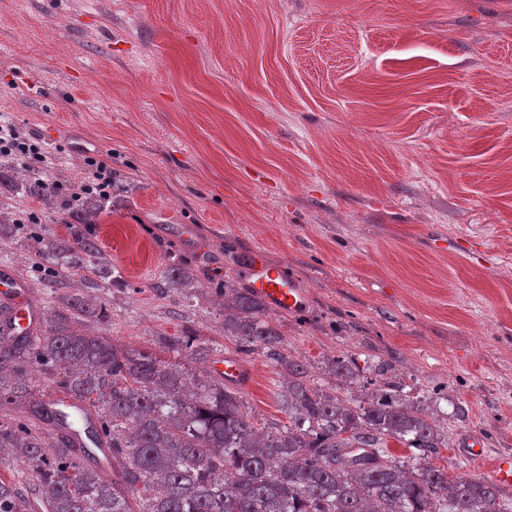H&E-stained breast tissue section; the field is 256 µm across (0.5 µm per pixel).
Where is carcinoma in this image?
<instances>
[{
    "label": "carcinoma",
    "instance_id": "1",
    "mask_svg": "<svg viewBox=\"0 0 512 512\" xmlns=\"http://www.w3.org/2000/svg\"><path fill=\"white\" fill-rule=\"evenodd\" d=\"M9 169L10 161L0 162V188L23 198L55 194L48 179L15 182ZM106 210L105 199L85 195L63 209L62 220L89 224ZM31 233L33 263L47 288L59 278L92 283L119 274L89 232L52 239ZM189 278L180 263L161 273L167 288ZM224 298V335L288 376V424L280 429L258 432L221 381H201L148 350L111 346L79 329L104 315L90 288L43 315L29 336L13 333L0 309V463L8 457L15 469L13 480L0 478V512H512V494L495 482L450 479L448 469L429 462L444 443L429 414L384 380L390 362L330 359L336 377L371 376L372 391L340 400L282 351L258 296L226 288ZM164 344L179 356L214 352L188 333ZM35 365L86 406L106 444L91 427L93 448L49 434L61 413L20 381ZM12 412L19 417L4 423ZM390 439L416 453L394 457Z\"/></svg>",
    "mask_w": 512,
    "mask_h": 512
}]
</instances>
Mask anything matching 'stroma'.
Wrapping results in <instances>:
<instances>
[{"label":"stroma","instance_id":"obj_1","mask_svg":"<svg viewBox=\"0 0 512 512\" xmlns=\"http://www.w3.org/2000/svg\"><path fill=\"white\" fill-rule=\"evenodd\" d=\"M1 114L60 148L65 193L88 169L68 127L112 157L92 229L123 280L95 334L239 354L220 290L259 251L305 286L268 317L328 394L358 390L329 358L389 356L438 413L433 465L489 477L453 455L464 432L512 453V0H0ZM59 205L0 192L1 217L62 236ZM172 257L192 281L162 294ZM31 258L0 233V266L52 308L74 285H39ZM241 356L247 414L286 423L284 375ZM198 335H191L183 333L181 336H173L171 338H164V344L167 352L176 354L177 356L190 355L199 356L206 359L210 353H214L217 349H212L204 342L198 344L196 337Z\"/></svg>","mask_w":512,"mask_h":512}]
</instances>
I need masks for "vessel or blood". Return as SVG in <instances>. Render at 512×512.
<instances>
[{
  "label": "vessel or blood",
  "mask_w": 512,
  "mask_h": 512,
  "mask_svg": "<svg viewBox=\"0 0 512 512\" xmlns=\"http://www.w3.org/2000/svg\"><path fill=\"white\" fill-rule=\"evenodd\" d=\"M241 277L247 288L260 296L271 309L297 312L307 305L303 286L284 265L271 263L256 254L243 266ZM29 292V285L15 273L0 275V303L9 306L12 324L21 334L32 329L38 313ZM212 369L228 383H239L246 377L244 365L231 356L213 363ZM457 448L464 460L488 461L495 481L503 487L512 486V455L500 453L487 457L483 441L471 435L460 438Z\"/></svg>",
  "instance_id": "vessel-or-blood-1"
}]
</instances>
